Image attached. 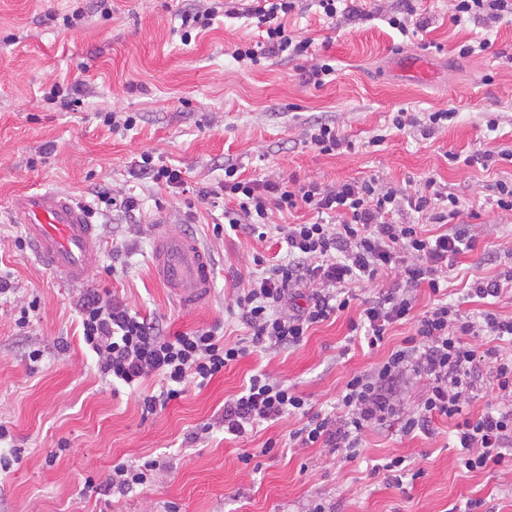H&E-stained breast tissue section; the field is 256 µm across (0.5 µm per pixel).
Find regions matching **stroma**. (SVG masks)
<instances>
[{"mask_svg": "<svg viewBox=\"0 0 512 512\" xmlns=\"http://www.w3.org/2000/svg\"><path fill=\"white\" fill-rule=\"evenodd\" d=\"M411 2L426 20L402 37L388 16ZM212 0H0V425L22 453L0 479V512H512V466L469 471L453 446V424L433 420L429 432L404 434L399 424L370 428L356 458L342 449L292 447L301 427L290 415L243 438L213 432L188 436L220 415L258 371L292 386L313 411L336 412L348 377L369 371L411 335L393 325L376 350L355 340L350 324L381 291L399 287L387 277L360 284L349 308L314 326L287 351L254 349L202 388L189 387L157 414L143 416L138 393L103 380L80 339L78 309L97 292L153 318L166 334L224 323L228 341L248 330L228 319L237 278L255 271V257L272 258L275 237L215 236L224 209L200 198L219 190L224 169L246 178L281 175L322 185L362 178L415 191L436 179L470 208L462 226L471 251L450 261L448 301L480 320L491 311L512 317V292L495 303L473 298L478 277L512 270L504 254L512 240V211L496 206V185L512 181V161L467 164L466 156L512 150V21L493 31L450 20L452 0H354L352 12L323 18L299 0L288 28L313 41L314 53L292 60L239 62L235 45L256 42V19L218 17L183 44L181 16ZM489 38L485 51L460 55L462 45ZM335 63L333 80L317 87L305 76L316 58ZM68 81L75 106L48 99ZM455 109L456 118L429 131L423 113ZM416 124L391 129L394 112ZM135 124L124 127L127 117ZM334 121L353 141L327 155L310 143L317 119ZM384 135L381 146L372 136ZM181 172L183 188L154 184L142 156ZM52 191L93 211L101 242L85 284L63 283L36 257L22 225L10 223L15 194ZM107 191L110 203L97 194ZM138 200L135 213L122 205ZM168 224L193 235L215 271L210 301L185 309L152 266V229ZM27 324H19L21 310ZM42 359L31 362L32 351ZM512 405L490 365L477 360L463 410ZM403 457L411 471L402 484L378 466ZM148 459L156 479L127 494L108 491L113 466Z\"/></svg>", "mask_w": 512, "mask_h": 512, "instance_id": "obj_1", "label": "stroma"}]
</instances>
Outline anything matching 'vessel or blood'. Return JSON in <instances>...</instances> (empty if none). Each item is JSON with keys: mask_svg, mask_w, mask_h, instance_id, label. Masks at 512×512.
<instances>
[{"mask_svg": "<svg viewBox=\"0 0 512 512\" xmlns=\"http://www.w3.org/2000/svg\"><path fill=\"white\" fill-rule=\"evenodd\" d=\"M12 223L22 225L38 259L74 285L85 283L100 252V242L86 208L72 198L49 191L25 192L12 202ZM154 270L180 306L197 308L209 302L213 264L193 237L158 225Z\"/></svg>", "mask_w": 512, "mask_h": 512, "instance_id": "1", "label": "vessel or blood"}]
</instances>
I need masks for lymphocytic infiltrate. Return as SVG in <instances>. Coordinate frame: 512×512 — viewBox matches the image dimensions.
<instances>
[{
	"label": "lymphocytic infiltrate",
	"instance_id": "f902f5d3",
	"mask_svg": "<svg viewBox=\"0 0 512 512\" xmlns=\"http://www.w3.org/2000/svg\"><path fill=\"white\" fill-rule=\"evenodd\" d=\"M454 2L451 20L456 24L478 20L490 27L512 17V0ZM296 8L297 0H255L246 13L263 25L265 36L260 45L235 47L233 58L257 64L269 54H308L311 40L293 38L285 24ZM223 190L229 229L260 240L271 230L273 212L307 209L317 216L313 222L282 227L286 261L250 273L227 305L229 317L249 328V342L226 341L220 323L167 336L153 319L93 292L80 303L82 336L103 378L131 388L159 378V391L141 398L144 414L157 413L181 398L187 384L207 386L251 349L281 351L300 345L314 325L348 309L353 285L395 273L400 287L380 293L353 327L364 330L372 348L382 344L389 326L398 321L413 320V332L371 371L347 379L341 394L343 415L312 412L294 388L262 372L225 402L213 424L191 433V441L216 428L241 437L263 423L297 415L303 424L290 433L289 443L342 448L352 458L370 427L397 419L405 433L425 432L433 419L445 416L455 421L456 446L466 469L512 461V407L493 408L475 419L463 414L477 358L492 365L499 390L512 391V356L492 348L480 351L472 343L479 336L512 338V319L488 313L474 322L443 301L423 314L413 312L416 290L425 286L440 293L449 259L472 248L473 242L463 230L430 235L400 216L426 212L432 223H447L462 214L457 195L433 179L410 193L375 179L333 187L280 176L257 181L241 178L233 168L224 171ZM304 289L309 295L301 305L297 299ZM421 373L433 385L416 411H404L397 390L405 379Z\"/></svg>",
	"mask_w": 512,
	"mask_h": 512
}]
</instances>
